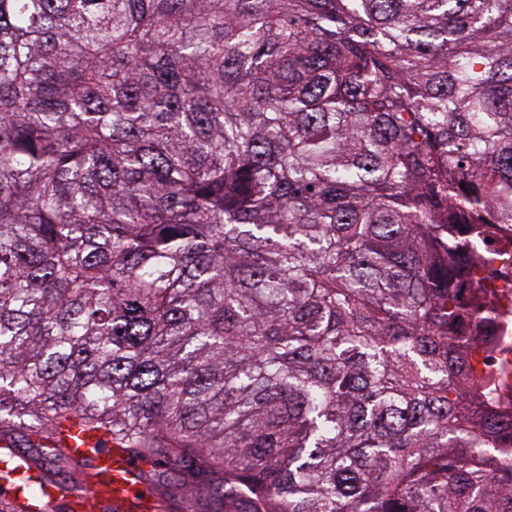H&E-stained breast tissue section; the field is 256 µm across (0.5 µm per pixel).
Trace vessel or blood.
I'll list each match as a JSON object with an SVG mask.
<instances>
[{
    "label": "vessel or blood",
    "mask_w": 512,
    "mask_h": 512,
    "mask_svg": "<svg viewBox=\"0 0 512 512\" xmlns=\"http://www.w3.org/2000/svg\"><path fill=\"white\" fill-rule=\"evenodd\" d=\"M93 466L100 476L69 492L68 512H157L159 503L141 479V460L121 451H100Z\"/></svg>",
    "instance_id": "vessel-or-blood-1"
}]
</instances>
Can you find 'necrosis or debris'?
<instances>
[{"mask_svg": "<svg viewBox=\"0 0 512 512\" xmlns=\"http://www.w3.org/2000/svg\"><path fill=\"white\" fill-rule=\"evenodd\" d=\"M472 241L469 231L456 234L460 251L448 254L461 271L451 285L457 301L471 315L460 328L473 350L471 378L485 389L490 405L512 415V224H487Z\"/></svg>", "mask_w": 512, "mask_h": 512, "instance_id": "4bbe7bcc", "label": "necrosis or debris"}]
</instances>
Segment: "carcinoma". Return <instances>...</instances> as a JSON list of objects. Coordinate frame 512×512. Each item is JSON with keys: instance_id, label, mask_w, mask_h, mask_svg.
Wrapping results in <instances>:
<instances>
[{"instance_id": "1", "label": "carcinoma", "mask_w": 512, "mask_h": 512, "mask_svg": "<svg viewBox=\"0 0 512 512\" xmlns=\"http://www.w3.org/2000/svg\"><path fill=\"white\" fill-rule=\"evenodd\" d=\"M512 223V0H0V443L173 512H512L449 226ZM143 461L121 451H98L93 458L91 480L68 495L69 512H159L155 494L140 478ZM103 470L102 480L97 477Z\"/></svg>"}]
</instances>
